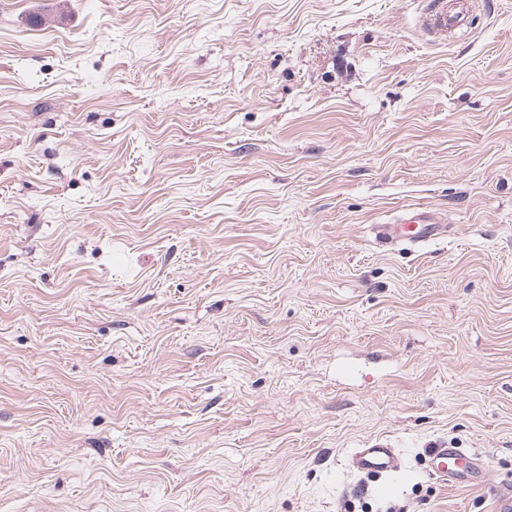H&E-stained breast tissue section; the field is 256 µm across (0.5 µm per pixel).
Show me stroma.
Returning <instances> with one entry per match:
<instances>
[{
	"label": "stroma",
	"instance_id": "obj_1",
	"mask_svg": "<svg viewBox=\"0 0 512 512\" xmlns=\"http://www.w3.org/2000/svg\"><path fill=\"white\" fill-rule=\"evenodd\" d=\"M429 2L0 0V512H493L512 0ZM452 1L449 5L446 0L433 1L431 9L426 14L424 23L435 34L444 35L466 24L469 1ZM446 227L440 224L434 213L426 207L405 210L395 224H382L378 234L392 244L420 246L445 235ZM349 466L358 474L374 479L372 490L375 494L386 495L390 487L378 482L400 472L403 459L396 448L375 440L368 448H355L349 456ZM482 461L465 457L459 448H429L421 465L432 478L446 485L468 484Z\"/></svg>",
	"mask_w": 512,
	"mask_h": 512
}]
</instances>
